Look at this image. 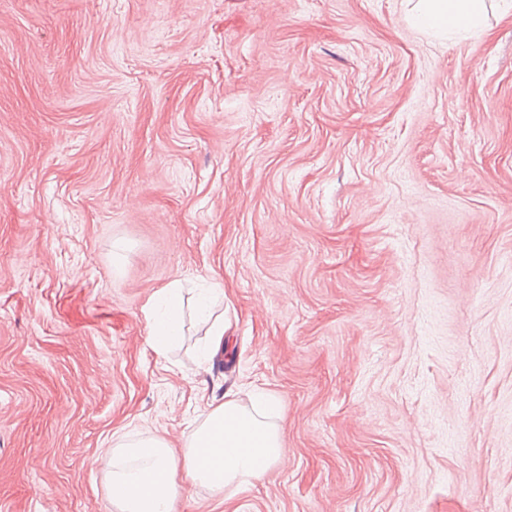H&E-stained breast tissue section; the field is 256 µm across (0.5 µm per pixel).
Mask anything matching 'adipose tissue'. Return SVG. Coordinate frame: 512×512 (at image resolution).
Returning a JSON list of instances; mask_svg holds the SVG:
<instances>
[{
    "instance_id": "adipose-tissue-1",
    "label": "adipose tissue",
    "mask_w": 512,
    "mask_h": 512,
    "mask_svg": "<svg viewBox=\"0 0 512 512\" xmlns=\"http://www.w3.org/2000/svg\"><path fill=\"white\" fill-rule=\"evenodd\" d=\"M484 0H418L415 26L436 31L479 26ZM148 339L160 350L183 334L179 283L157 292L146 312ZM281 402L271 393L242 400L229 391L212 405L182 454L166 437L147 434L112 448V505L116 512H175L183 484L224 493L261 478L284 458Z\"/></svg>"
}]
</instances>
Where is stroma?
Masks as SVG:
<instances>
[{"mask_svg":"<svg viewBox=\"0 0 512 512\" xmlns=\"http://www.w3.org/2000/svg\"><path fill=\"white\" fill-rule=\"evenodd\" d=\"M486 4L440 37L412 0H0V512H114L106 449L182 453L230 389L280 399L285 458L176 512H512V13ZM148 339L159 351L183 336V299L179 282L157 292L146 311Z\"/></svg>","mask_w":512,"mask_h":512,"instance_id":"obj_1","label":"stroma"}]
</instances>
